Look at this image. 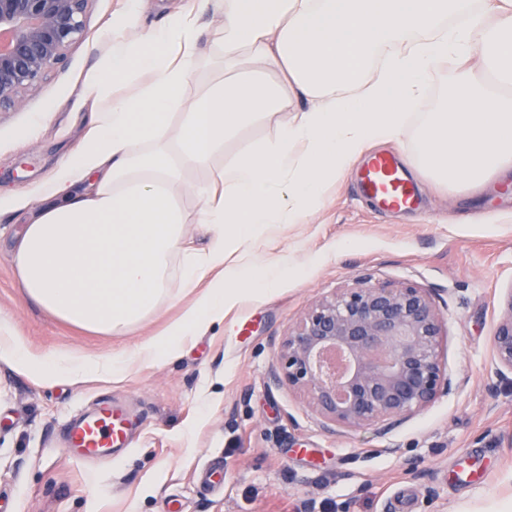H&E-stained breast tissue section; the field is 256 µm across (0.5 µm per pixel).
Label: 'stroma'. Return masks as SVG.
I'll list each match as a JSON object with an SVG mask.
<instances>
[{
    "label": "stroma",
    "mask_w": 512,
    "mask_h": 512,
    "mask_svg": "<svg viewBox=\"0 0 512 512\" xmlns=\"http://www.w3.org/2000/svg\"><path fill=\"white\" fill-rule=\"evenodd\" d=\"M128 0H89L82 38L66 63L21 107L0 110V317L30 351L99 356L154 335L178 315L173 294L133 333L106 336L56 318L19 287L12 260L16 206L34 203L59 159L87 128L86 92L102 65L112 19ZM442 63L400 142L453 80ZM42 115L30 134L34 115ZM412 178L425 207L384 213L350 169L326 189L303 224H274L260 260L292 272L270 295L243 293L223 321L186 344L180 358L132 367L123 379L44 385L0 360V512H389L397 492L410 512H492L512 500V374L495 372L491 337L512 295V173L477 189ZM411 283L444 319L450 381L421 412L393 425L347 428L326 421L306 396L278 383L279 345L314 302L352 287ZM104 403L138 423L128 449L97 460L65 443L67 426ZM221 462L212 490L202 471Z\"/></svg>",
    "instance_id": "obj_1"
}]
</instances>
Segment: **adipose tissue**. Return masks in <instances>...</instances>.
<instances>
[{"label":"adipose tissue","mask_w":512,"mask_h":512,"mask_svg":"<svg viewBox=\"0 0 512 512\" xmlns=\"http://www.w3.org/2000/svg\"><path fill=\"white\" fill-rule=\"evenodd\" d=\"M205 3L223 18L213 32L223 68L194 96V15H170L138 38L127 34L134 13L113 22L95 83L107 104L58 164L14 248L26 295L93 332L131 333L169 298L174 274L190 300L161 334L94 359L32 354L0 319V359L43 384L164 363L242 290L274 292L291 270L258 260L266 229L303 223L370 143L399 140L442 60H456L455 78L408 164L471 187L512 167V0ZM479 49L492 60L483 75L469 64ZM119 83L135 95H113ZM273 117L274 137L240 146L244 130ZM191 222L205 247L186 246ZM205 278L209 288L196 292Z\"/></svg>","instance_id":"adipose-tissue-1"}]
</instances>
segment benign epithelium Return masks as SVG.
Here are the masks:
<instances>
[{"label": "benign epithelium", "instance_id": "obj_1", "mask_svg": "<svg viewBox=\"0 0 512 512\" xmlns=\"http://www.w3.org/2000/svg\"><path fill=\"white\" fill-rule=\"evenodd\" d=\"M88 0H0V108L40 89L81 38ZM443 321L425 289L361 280L312 304L280 344L276 380L349 428L399 421L450 389ZM512 373V295L491 340Z\"/></svg>", "mask_w": 512, "mask_h": 512}]
</instances>
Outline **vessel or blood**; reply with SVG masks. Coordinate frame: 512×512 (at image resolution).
Wrapping results in <instances>:
<instances>
[{
    "mask_svg": "<svg viewBox=\"0 0 512 512\" xmlns=\"http://www.w3.org/2000/svg\"><path fill=\"white\" fill-rule=\"evenodd\" d=\"M359 183L363 194L382 209L403 211L416 204L415 188L395 155H372L361 170ZM132 431L129 415L106 403L71 426L67 442L78 456L98 458L128 447Z\"/></svg>",
    "mask_w": 512,
    "mask_h": 512,
    "instance_id": "obj_1",
    "label": "vessel or blood"
}]
</instances>
